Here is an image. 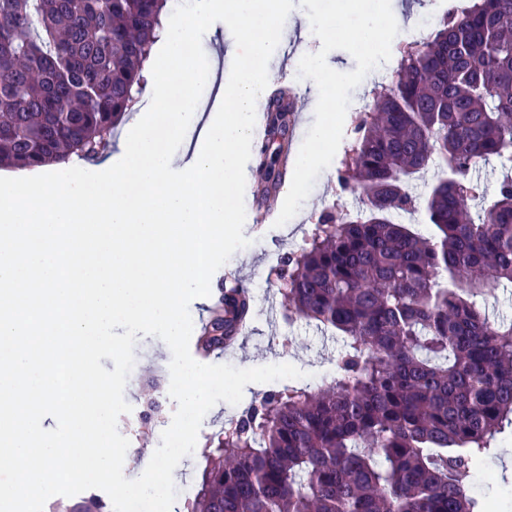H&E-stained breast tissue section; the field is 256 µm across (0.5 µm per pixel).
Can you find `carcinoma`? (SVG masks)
I'll list each match as a JSON object with an SVG mask.
<instances>
[{
	"mask_svg": "<svg viewBox=\"0 0 512 512\" xmlns=\"http://www.w3.org/2000/svg\"><path fill=\"white\" fill-rule=\"evenodd\" d=\"M167 0H0V167L92 160L143 91ZM279 141L256 195L287 176L284 93L266 95ZM512 155V0L448 12L402 56L396 79L354 128L337 184L355 212H324L283 258L288 310L336 335L323 388L273 390L209 437L183 512H489L468 491L496 436L512 429V323L490 320L487 291L512 283V175L487 197L474 166ZM425 238L394 221L419 210ZM252 313L221 295L197 338L207 359ZM165 380L139 386L143 427L165 411ZM50 512H109L96 495Z\"/></svg>",
	"mask_w": 512,
	"mask_h": 512,
	"instance_id": "obj_1",
	"label": "carcinoma"
}]
</instances>
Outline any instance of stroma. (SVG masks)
I'll list each match as a JSON object with an SVG mask.
<instances>
[{"instance_id":"stroma-1","label":"stroma","mask_w":512,"mask_h":512,"mask_svg":"<svg viewBox=\"0 0 512 512\" xmlns=\"http://www.w3.org/2000/svg\"><path fill=\"white\" fill-rule=\"evenodd\" d=\"M320 40L311 32L310 22L302 8H294L288 16V28L280 40L274 55L268 62L273 75V86L287 89L290 94L304 95L308 105L305 111L293 115V136L291 154H298L307 129L315 120L314 98L318 95L316 84L309 79L298 78L301 57L317 52ZM398 60L390 58L383 63L381 73H368L351 93V100L357 109L347 112L344 123L345 138H352L356 112L369 111L375 99L382 94L396 76ZM344 158L336 153L330 166L317 177L314 186L298 213L283 226H276L287 188H280L265 223L246 221L243 234L250 240L249 246L237 251L211 278L212 288H219L225 273L241 277L249 287L253 307L250 322L251 335L241 337L238 349L218 356L221 364L238 368H252L271 364L289 363L305 372V384L320 385L325 377L334 371V361L340 343L330 332L316 327L304 319H288L275 287V269L284 256L299 248L310 234L319 214L328 208L356 211L364 206L361 196L340 192L337 185V171ZM288 380L274 384L251 383L244 391L240 404L221 402L205 415L198 437L206 439L229 419L239 414L244 405L260 399L271 388L288 387ZM512 448V434H504L500 446L487 457L481 466V473L474 484L480 494L501 495L504 485H512V461L506 459L507 449Z\"/></svg>"}]
</instances>
